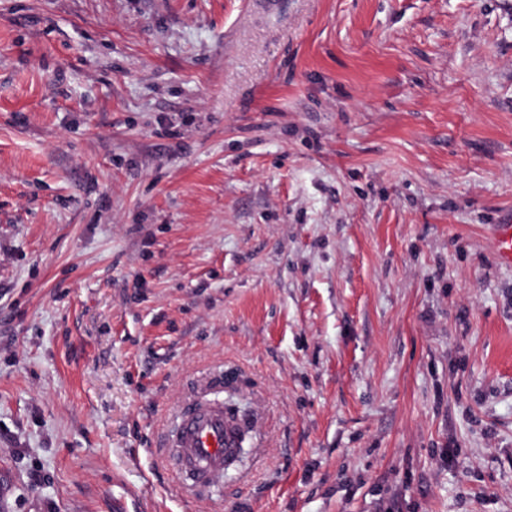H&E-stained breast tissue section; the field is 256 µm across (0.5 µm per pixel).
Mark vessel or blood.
Returning <instances> with one entry per match:
<instances>
[{
    "instance_id": "obj_1",
    "label": "vessel or blood",
    "mask_w": 512,
    "mask_h": 512,
    "mask_svg": "<svg viewBox=\"0 0 512 512\" xmlns=\"http://www.w3.org/2000/svg\"><path fill=\"white\" fill-rule=\"evenodd\" d=\"M491 246L500 264L512 266V224L492 225ZM224 382L220 373L200 376L174 410L175 434L160 442L162 459L190 494L218 483L225 459L237 450V441L224 421V405L215 399Z\"/></svg>"
}]
</instances>
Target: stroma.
Segmentation results:
<instances>
[{"mask_svg": "<svg viewBox=\"0 0 512 512\" xmlns=\"http://www.w3.org/2000/svg\"><path fill=\"white\" fill-rule=\"evenodd\" d=\"M511 218L512 0H0V512H512ZM490 239L497 261L512 266V224H493ZM224 382V371L200 376L174 410L175 434L160 442L162 459L189 494L218 483L224 459L237 450L236 438L224 422V403L206 398L221 393Z\"/></svg>", "mask_w": 512, "mask_h": 512, "instance_id": "1", "label": "stroma"}]
</instances>
